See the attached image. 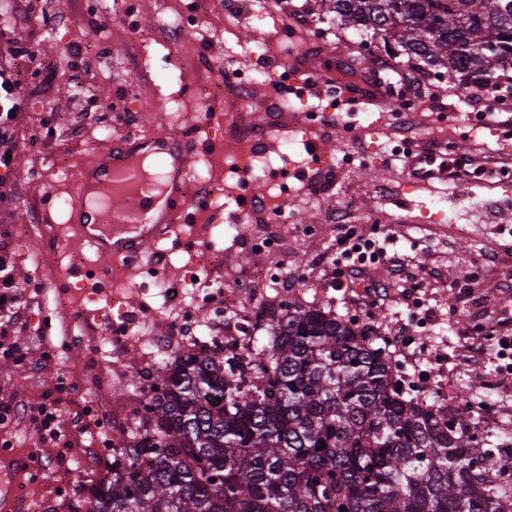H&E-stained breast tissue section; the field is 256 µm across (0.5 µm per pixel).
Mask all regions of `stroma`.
I'll use <instances>...</instances> for the list:
<instances>
[{"instance_id":"1","label":"stroma","mask_w":512,"mask_h":512,"mask_svg":"<svg viewBox=\"0 0 512 512\" xmlns=\"http://www.w3.org/2000/svg\"><path fill=\"white\" fill-rule=\"evenodd\" d=\"M25 7L24 0H0V13L14 17L16 37L34 44L52 70L30 77L23 88L28 105L16 128L12 189L0 195V258L26 285L18 320L0 325V344L26 350L22 364L0 359V487L8 494L0 512H69L74 490L105 474L115 431L148 399L164 370V353L206 348L201 337L186 332L164 351L152 341L167 333L174 314L195 306L186 269L206 267L210 255L224 257L213 273L224 285L220 305L276 308L280 289L258 295L251 282L257 274L281 271L294 281L290 294L302 303L383 334L406 328L425 337L441 363L462 359L455 332L468 328L473 309L512 324V197L488 195L477 179L457 194L445 183L410 190L401 179L409 142L434 149L464 138L477 149H497L493 130L512 129V111L482 115L491 91L472 95L447 78L416 72L407 61L396 72L385 71L382 40L367 42L337 25L320 0H271L265 11L241 13L227 9L225 0H135L127 17L93 0H36L30 13ZM164 12L186 16L192 26L180 50L158 44L148 69H141L128 54L131 36L154 29V17ZM269 42L278 44V55L265 54ZM372 55L377 64L350 71L347 83L382 94L386 108L340 105L341 120L333 127L276 123L280 103L272 78L297 65L320 78L314 94L290 101L293 111L304 112L318 103L340 61ZM225 58L256 75L262 92L250 96L245 111L261 135L221 156L200 149L192 157L191 169L209 170L223 190L212 199L198 187L189 189L200 207L193 229L199 251L165 241L153 257L94 286L96 258L72 239L67 224L74 181L66 169H80L106 146L100 128L112 119L110 107L131 95L138 104L127 115L130 128L192 133L202 142L224 139V131L206 124L198 91ZM411 72L420 82L413 91L418 108L405 116L395 99L408 89L402 76ZM315 137L329 148V180L314 192L297 173ZM245 155L259 159L256 175L286 173V189L269 191L273 206L294 216L280 227L285 251H251L255 225L238 222L237 206L224 204L225 197L254 185V175H226ZM341 212L349 223L339 222ZM351 228L395 242L384 261L367 268L357 289L339 291L330 277L339 256L336 239ZM147 309L156 310V318H143ZM120 318L130 330L118 351L107 329ZM48 398L59 401L57 442L42 439L18 410ZM62 473L68 482L61 487Z\"/></svg>"}]
</instances>
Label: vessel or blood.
I'll use <instances>...</instances> for the list:
<instances>
[{
  "label": "vessel or blood",
  "mask_w": 512,
  "mask_h": 512,
  "mask_svg": "<svg viewBox=\"0 0 512 512\" xmlns=\"http://www.w3.org/2000/svg\"><path fill=\"white\" fill-rule=\"evenodd\" d=\"M194 146L191 135L136 132L113 141L83 166L72 190L69 222L77 241L98 256V280L110 279L113 263L142 257L190 222L185 186ZM455 150L473 163L512 169L511 150L485 154L462 140ZM422 158V150L409 148L404 175L417 186L434 178L422 168Z\"/></svg>",
  "instance_id": "b4317fda"
}]
</instances>
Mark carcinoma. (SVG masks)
<instances>
[{
    "label": "carcinoma",
    "instance_id": "1",
    "mask_svg": "<svg viewBox=\"0 0 512 512\" xmlns=\"http://www.w3.org/2000/svg\"><path fill=\"white\" fill-rule=\"evenodd\" d=\"M322 5L462 85L512 65V0ZM253 328L261 361L175 353L69 512H512L499 447L469 413L397 390L368 328L291 296Z\"/></svg>",
    "mask_w": 512,
    "mask_h": 512
}]
</instances>
